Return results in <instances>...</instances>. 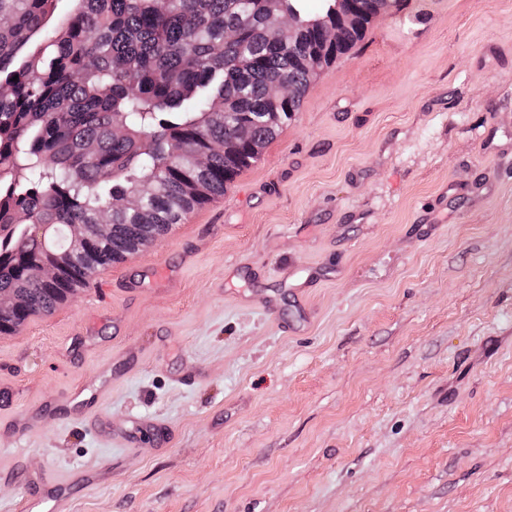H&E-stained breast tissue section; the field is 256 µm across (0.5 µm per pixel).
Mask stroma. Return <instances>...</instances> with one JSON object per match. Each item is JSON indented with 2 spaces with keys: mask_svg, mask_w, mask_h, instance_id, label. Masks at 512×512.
<instances>
[{
  "mask_svg": "<svg viewBox=\"0 0 512 512\" xmlns=\"http://www.w3.org/2000/svg\"><path fill=\"white\" fill-rule=\"evenodd\" d=\"M404 2L223 196L0 335V512L46 474L67 512H512V0Z\"/></svg>",
  "mask_w": 512,
  "mask_h": 512,
  "instance_id": "stroma-1",
  "label": "stroma"
}]
</instances>
